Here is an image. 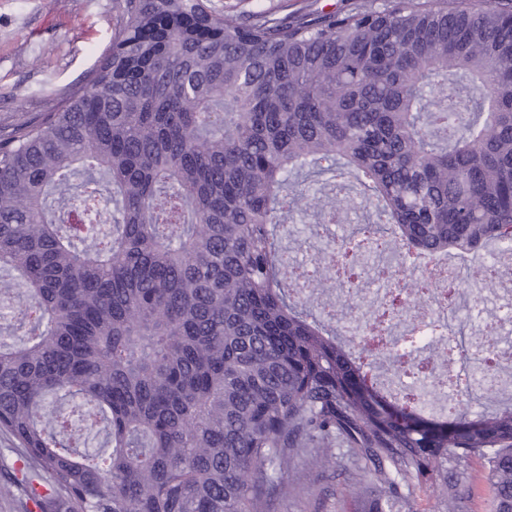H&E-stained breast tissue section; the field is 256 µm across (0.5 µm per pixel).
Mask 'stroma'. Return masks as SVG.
Masks as SVG:
<instances>
[{"label":"stroma","instance_id":"35a3bbf8","mask_svg":"<svg viewBox=\"0 0 512 512\" xmlns=\"http://www.w3.org/2000/svg\"><path fill=\"white\" fill-rule=\"evenodd\" d=\"M353 0H210L212 11L247 20L258 13L306 18L348 10ZM121 0H0V129L22 119L38 120L51 111L74 85L83 83L112 48V33L121 15ZM359 210L344 223L324 229L317 217L280 227L278 236L295 264L310 262L328 240L339 239L372 222ZM22 452L11 436L0 432V512H29ZM299 495L276 500L272 512H364L358 498L335 468H303ZM466 492L449 503L434 481L425 480L401 498L393 512H493V494L480 463H472Z\"/></svg>","mask_w":512,"mask_h":512}]
</instances>
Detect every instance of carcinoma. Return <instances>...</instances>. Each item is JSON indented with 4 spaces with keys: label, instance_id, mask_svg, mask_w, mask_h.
<instances>
[{
    "label": "carcinoma",
    "instance_id": "cac0c4a2",
    "mask_svg": "<svg viewBox=\"0 0 512 512\" xmlns=\"http://www.w3.org/2000/svg\"><path fill=\"white\" fill-rule=\"evenodd\" d=\"M158 31L155 43L138 39ZM219 35L210 36L208 31ZM351 176L325 204L294 175ZM66 210L58 221L52 205ZM377 223L309 278L276 227L354 206ZM377 234L419 260L512 253V5L356 0L343 13L238 22L207 0H123L112 50L36 122L0 132V431L39 512H270L291 466L341 441L375 512L426 474L478 461L512 512V402L448 417L387 388L373 337L350 347L300 288ZM412 344L395 338L394 370Z\"/></svg>",
    "mask_w": 512,
    "mask_h": 512
}]
</instances>
